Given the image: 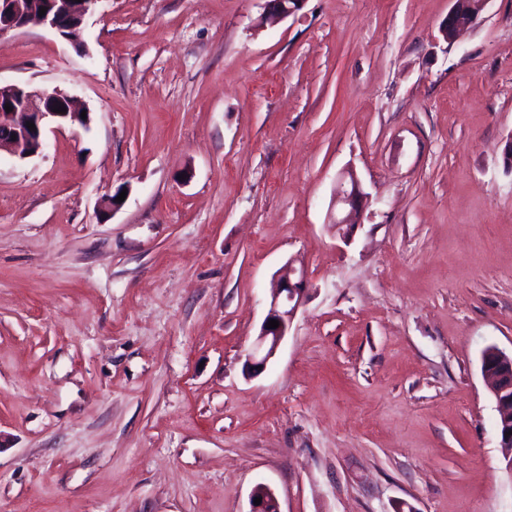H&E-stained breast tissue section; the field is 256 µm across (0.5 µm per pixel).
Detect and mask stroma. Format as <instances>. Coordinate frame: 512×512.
Wrapping results in <instances>:
<instances>
[{"instance_id":"1","label":"stroma","mask_w":512,"mask_h":512,"mask_svg":"<svg viewBox=\"0 0 512 512\" xmlns=\"http://www.w3.org/2000/svg\"><path fill=\"white\" fill-rule=\"evenodd\" d=\"M452 6L98 0L76 41L0 37V82L91 118L0 153V512H512L481 370L512 353V0L449 43ZM363 193L352 170L343 171L336 181L333 199L336 204L343 203L350 206L347 215L333 224H356V216L359 213L363 201ZM276 277L277 288L271 297L267 316L248 354V362L254 373L263 371L275 356L297 309L307 295L305 273L294 266V260H288L282 265L276 272ZM271 319L279 321L278 328H267ZM261 497L260 505L254 504V499ZM249 512H280L278 500L273 491L267 486H257L250 495Z\"/></svg>"}]
</instances>
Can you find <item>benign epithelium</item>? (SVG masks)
<instances>
[{
    "label": "benign epithelium",
    "instance_id": "7a95c632",
    "mask_svg": "<svg viewBox=\"0 0 512 512\" xmlns=\"http://www.w3.org/2000/svg\"><path fill=\"white\" fill-rule=\"evenodd\" d=\"M98 0H0V37L26 27L30 21L40 24L63 38L69 37L89 16ZM303 0H268L270 17L281 20L297 11ZM486 0H454V7L448 13L442 34L446 41L457 38L460 31L471 25L484 8ZM45 14H39L41 8ZM12 111H5V106ZM66 108L64 113L54 108ZM35 125L31 130L27 123ZM89 119L82 118L72 99L64 92L33 89L19 84L0 83V151L20 146L23 152L34 157L45 147V128L54 124L58 128L87 126ZM333 199L347 204L350 210L339 220L341 224L356 223L363 201V193L351 170L343 171L336 181ZM277 288L271 297L266 320L275 319L279 326L269 328L262 324L255 343L248 354L253 372L265 369L276 354L286 336L297 309L307 295V280L304 271L289 260L276 272ZM481 369L491 385V392L499 414L497 430L500 443L512 448V354L494 346L485 349L481 358ZM261 498L258 505L250 504L249 512H280L278 500L273 491L262 485L253 489L250 499Z\"/></svg>",
    "mask_w": 512,
    "mask_h": 512
}]
</instances>
